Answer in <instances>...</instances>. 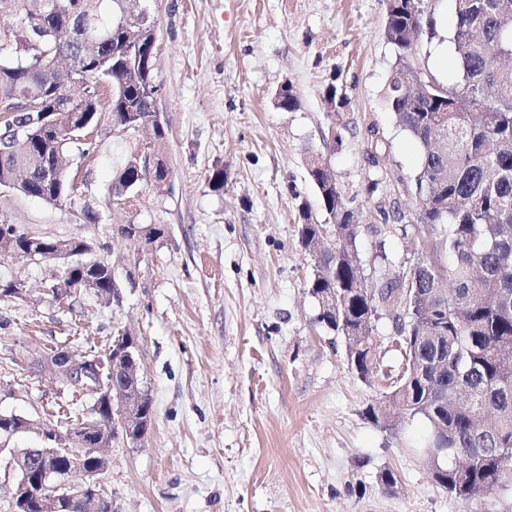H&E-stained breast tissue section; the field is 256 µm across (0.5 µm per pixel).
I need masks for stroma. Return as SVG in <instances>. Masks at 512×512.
I'll return each mask as SVG.
<instances>
[{
  "label": "stroma",
  "mask_w": 512,
  "mask_h": 512,
  "mask_svg": "<svg viewBox=\"0 0 512 512\" xmlns=\"http://www.w3.org/2000/svg\"><path fill=\"white\" fill-rule=\"evenodd\" d=\"M157 23L158 108L169 128L164 188L113 196L130 153H154L146 128L100 126L89 154L71 150L69 200L0 195V222L51 239L84 238L112 264L109 302L87 291L62 301L43 287L57 265L0 263L24 283L0 297V413L56 430L89 416L90 401L50 363L55 350L103 351L135 336L154 418L136 443L115 432L99 488L112 512H512V483L475 501L448 497L424 464L427 434L372 424L401 363L395 327L373 334L380 368L367 383L348 366L343 337L323 329L308 290L302 207L323 218L307 173L322 156L363 232L364 273L415 263L423 246L409 191L420 150L383 104L396 61L387 0H138ZM442 42L422 36L417 66L456 73L450 0L436 5ZM291 84L297 106L278 108ZM346 97L324 102L329 84ZM337 129V142L327 139ZM224 171V188L209 183ZM399 217L385 219L379 205ZM90 221L75 218L78 210ZM126 224L161 228L135 244ZM382 235H375L374 227ZM398 478L385 491L382 472Z\"/></svg>",
  "instance_id": "35a3bbf8"
}]
</instances>
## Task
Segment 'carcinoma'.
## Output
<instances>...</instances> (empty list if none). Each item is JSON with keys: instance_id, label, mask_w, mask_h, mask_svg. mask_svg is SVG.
Masks as SVG:
<instances>
[{"instance_id": "carcinoma-1", "label": "carcinoma", "mask_w": 512, "mask_h": 512, "mask_svg": "<svg viewBox=\"0 0 512 512\" xmlns=\"http://www.w3.org/2000/svg\"><path fill=\"white\" fill-rule=\"evenodd\" d=\"M456 18L452 42L457 74L448 79L414 64L423 31L436 30L435 7L424 0H388L387 40L397 52L383 92L386 108L420 149L412 184L416 224L434 237L430 255L373 282L365 278L358 243L361 226L347 207L327 164L310 165L327 221L302 210L300 242L305 251L322 241L314 259L309 293L314 299L336 289V312L317 313L316 322L346 340L347 362L366 382L377 363L365 341L367 326L384 311L406 338L412 365L393 380L381 401L368 407L402 429V419H421L448 448L436 459V484L451 497L480 498L512 481V0H452ZM18 13L20 27L0 30V101L39 95L50 82L72 90L70 109L45 107L60 120L87 118L92 125L135 127L150 115L154 100L152 63L125 60L136 42L156 31L135 26L124 0H0V15ZM110 90L102 107L101 89ZM71 141L41 137L27 129L15 150L0 155V181L23 178L13 192L32 191L48 203L69 196L43 187L44 166L65 155ZM138 155L127 156L113 188H138L146 178ZM121 235L135 243L160 237L155 227L128 224ZM102 283L90 288L111 299V272L97 260ZM420 289L424 297L403 317L406 296L398 288Z\"/></svg>"}]
</instances>
